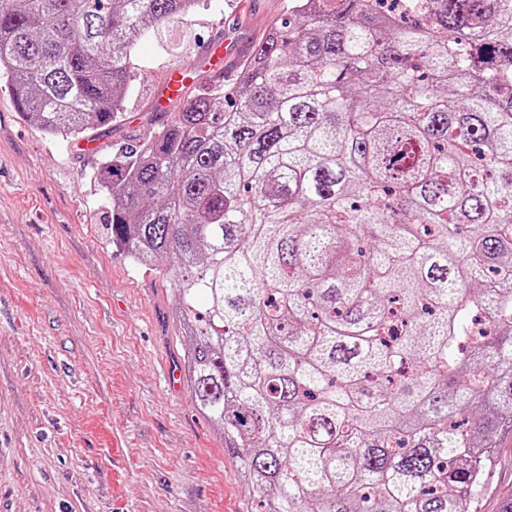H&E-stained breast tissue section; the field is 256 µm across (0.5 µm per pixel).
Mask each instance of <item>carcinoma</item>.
<instances>
[{"label":"carcinoma","mask_w":512,"mask_h":512,"mask_svg":"<svg viewBox=\"0 0 512 512\" xmlns=\"http://www.w3.org/2000/svg\"><path fill=\"white\" fill-rule=\"evenodd\" d=\"M201 0H0V79L97 137ZM254 512H472L512 433V0H293L237 81L101 149Z\"/></svg>","instance_id":"obj_1"}]
</instances>
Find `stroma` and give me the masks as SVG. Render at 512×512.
<instances>
[{
  "label": "stroma",
  "mask_w": 512,
  "mask_h": 512,
  "mask_svg": "<svg viewBox=\"0 0 512 512\" xmlns=\"http://www.w3.org/2000/svg\"><path fill=\"white\" fill-rule=\"evenodd\" d=\"M288 0H204L182 47L149 37L134 52L122 122L100 143L146 140L171 69L185 93L224 80ZM98 151L42 134L0 90V512H250L238 460L167 374L188 345L176 297L156 267L108 242L109 202L95 181ZM512 495V434L500 436L477 512Z\"/></svg>",
  "instance_id": "35a3bbf8"
}]
</instances>
